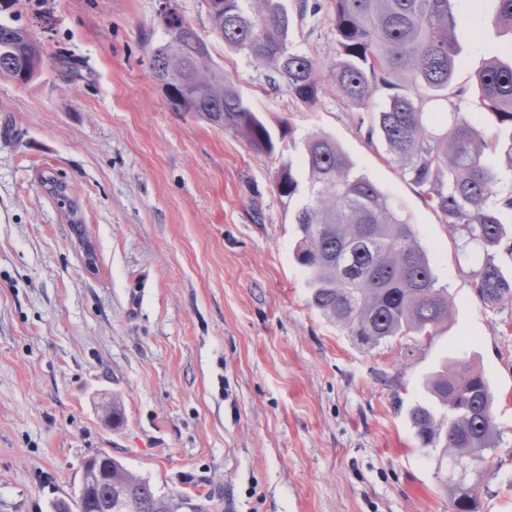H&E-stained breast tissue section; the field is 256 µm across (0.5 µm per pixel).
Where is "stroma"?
I'll return each mask as SVG.
<instances>
[{
  "instance_id": "1",
  "label": "stroma",
  "mask_w": 512,
  "mask_h": 512,
  "mask_svg": "<svg viewBox=\"0 0 512 512\" xmlns=\"http://www.w3.org/2000/svg\"><path fill=\"white\" fill-rule=\"evenodd\" d=\"M283 0L295 50L327 61L324 13ZM158 0H14L0 20L30 29L48 59L21 86L0 78V512H54L103 450L158 492L204 512H450L408 413L427 376L471 357L499 427L479 512H512V311L484 307L439 216L388 164L332 87L315 105L213 42L243 99L293 144L274 157L172 111L149 52ZM497 0H460L450 87L474 109V74L512 56ZM92 85L68 88L57 55ZM333 137L438 249L454 300L430 340L361 349L311 305L297 237L276 191L306 136ZM70 187L73 208L42 183ZM118 400L124 421L104 406Z\"/></svg>"
}]
</instances>
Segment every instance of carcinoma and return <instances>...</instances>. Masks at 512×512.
Returning a JSON list of instances; mask_svg holds the SVG:
<instances>
[{
	"label": "carcinoma",
	"mask_w": 512,
	"mask_h": 512,
	"mask_svg": "<svg viewBox=\"0 0 512 512\" xmlns=\"http://www.w3.org/2000/svg\"><path fill=\"white\" fill-rule=\"evenodd\" d=\"M204 2L214 5L207 9L210 36L281 77L288 96L314 104L328 81L345 102L364 109L358 125L441 215L474 295L491 308L512 307V278L496 262L502 251L512 257V232L499 220L501 209L512 208V196L497 190L498 144L483 123L489 114L512 128V63L492 59L478 71L473 111L448 106L459 64L458 0H302L303 12L328 9L336 47L322 63L290 47L282 0ZM157 20L165 39L152 48L150 64L167 105L233 131L256 153L281 150L234 82L213 66L210 41L181 15ZM45 61L32 31L0 23L1 77L25 86L42 74ZM58 73L68 87L91 80L78 61L63 55ZM300 166L305 181L284 163L275 188L286 209L301 200L293 214L299 231L294 257L313 307L367 350L397 336H436L448 323L453 300L438 285L410 214L357 173L327 134L306 138ZM426 386L438 406L415 405L410 423L422 450L434 456L452 512H478L486 451L498 435L488 381L461 356L431 374ZM90 464L93 479L75 499L58 502L56 512L201 510L182 496L158 494L108 452Z\"/></svg>",
	"instance_id": "obj_1"
}]
</instances>
